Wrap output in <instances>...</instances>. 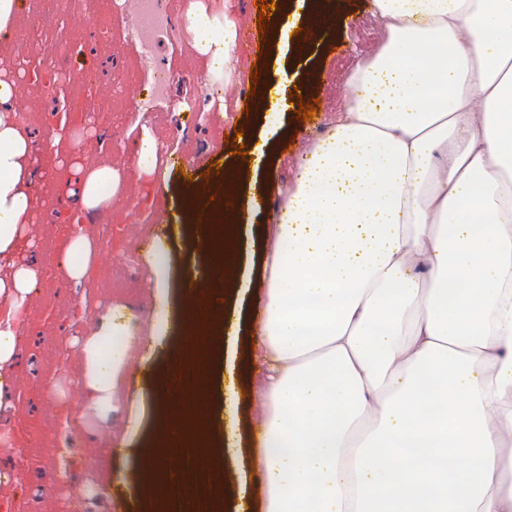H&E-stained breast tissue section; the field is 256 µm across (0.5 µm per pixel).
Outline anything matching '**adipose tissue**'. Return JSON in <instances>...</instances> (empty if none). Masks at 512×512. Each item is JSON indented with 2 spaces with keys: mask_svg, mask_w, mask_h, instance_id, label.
Returning a JSON list of instances; mask_svg holds the SVG:
<instances>
[{
  "mask_svg": "<svg viewBox=\"0 0 512 512\" xmlns=\"http://www.w3.org/2000/svg\"><path fill=\"white\" fill-rule=\"evenodd\" d=\"M385 37L303 159L265 263L252 369L263 512H512V0H372ZM433 51L436 66L420 60ZM28 136L0 113V400L39 275ZM108 207L118 177L73 163ZM111 346L103 356V346ZM121 306L80 344L90 407L139 349Z\"/></svg>",
  "mask_w": 512,
  "mask_h": 512,
  "instance_id": "ef3b65f1",
  "label": "adipose tissue"
}]
</instances>
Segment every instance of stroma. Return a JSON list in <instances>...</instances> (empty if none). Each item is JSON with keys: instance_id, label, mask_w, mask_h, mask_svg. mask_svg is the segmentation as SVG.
Instances as JSON below:
<instances>
[{"instance_id": "1", "label": "stroma", "mask_w": 512, "mask_h": 512, "mask_svg": "<svg viewBox=\"0 0 512 512\" xmlns=\"http://www.w3.org/2000/svg\"><path fill=\"white\" fill-rule=\"evenodd\" d=\"M102 6V0H68L65 11L58 12L49 0H28L27 10L13 24L25 30L38 15L47 41L78 42L84 37L80 20ZM110 22L111 39L89 46L102 85L112 88L108 100L90 94L76 60L67 64L54 93L27 82L26 62L40 53L38 45L15 46L13 57L0 62L22 87L14 105L25 114L26 128L35 139H42L59 115L70 114L76 138L58 145L59 155H91L119 176L111 207L96 209L95 223L86 227L94 245L91 277L81 283L66 281L58 291L34 289L30 306L20 315L15 385L8 406L0 409V432L11 429L22 413L51 430L52 437L46 443L31 438L21 449L11 438L0 442V466L27 456L31 469L23 492L26 499H37L40 512H68L74 503L80 512H233L240 488H247L253 499L261 497L258 466L241 474L239 458L248 454V432L260 423L265 407L257 385H250L238 408L239 451L228 452L224 366L251 356L249 335L264 295L263 264L275 213L253 210L247 199H239L230 241L216 239L210 251L219 266L228 246L238 260L226 268L224 279L200 280L194 272L197 251L190 223L207 222L211 213L206 204L195 202L192 191L204 182L220 189L221 170L232 165L245 179L256 180L264 194L290 190L300 158L320 140L321 129L331 126L349 95L350 71L358 59L376 51L383 30L371 15L370 0H344L330 29L312 35L306 55L268 44V68L258 75L250 73L253 56L244 42H237V69L229 79L219 56L202 52L184 37L169 43L164 53L175 78L171 96L151 102L145 94L151 64L128 41L122 15H112ZM199 77L227 88L223 124L212 120V105L198 114L176 111L177 97L188 93ZM283 77L292 86L306 83L319 106L305 122L287 113L279 132L272 133L263 114L239 110L237 96L251 79L263 84ZM245 125L270 144L262 171H253L252 159L231 152L230 140ZM147 138L193 161L195 180L184 178L183 167L162 163L153 174L144 173L139 150ZM170 215L177 219L175 230L158 240L161 263L155 266L147 252L134 250L128 237L152 235L155 223ZM161 276L167 286L164 336L148 359L132 357L114 392L119 409L102 419L90 412L73 384L82 365L76 340L95 332L103 311L120 305L137 314L143 341H154V287ZM233 321L239 324L238 333L225 335V324ZM134 384L141 388L136 404L129 401ZM74 417L88 420L93 438L70 429ZM103 440L125 445L127 455L99 458L97 444ZM149 447L161 459L154 473L143 465L142 452ZM63 462L89 489L83 501H76L68 483L58 492L46 490L44 469ZM117 467L127 474L119 487L112 484Z\"/></svg>"}]
</instances>
